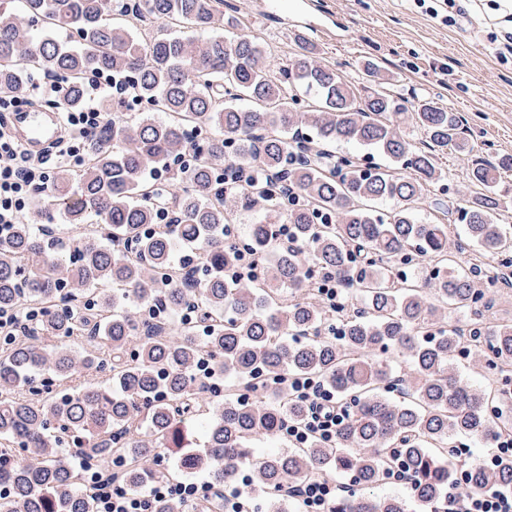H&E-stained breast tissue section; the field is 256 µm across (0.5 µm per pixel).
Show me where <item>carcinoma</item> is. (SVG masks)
I'll list each match as a JSON object with an SVG mask.
<instances>
[{
	"label": "carcinoma",
	"instance_id": "cac0c4a2",
	"mask_svg": "<svg viewBox=\"0 0 512 512\" xmlns=\"http://www.w3.org/2000/svg\"><path fill=\"white\" fill-rule=\"evenodd\" d=\"M132 14L145 25L175 23L185 31L147 39L134 33ZM35 18L46 30L39 39L31 34ZM216 24L234 33L214 34ZM60 31L76 34L78 46L57 39ZM313 56L304 46L292 70L273 74L261 38L224 18V0H138L116 17L112 0H0V92L18 93L32 74L61 72L69 78L66 101L76 105L84 76L105 71L130 79L152 107L108 117L87 142L81 169L57 173L47 223L96 221L77 259L56 258L55 235L30 224L0 234V307L39 312L28 340L0 356V485L9 490L0 512H91L63 459L72 446L107 465L122 460L133 491L172 476L147 466L166 449L183 475L204 473L219 488L248 467L263 512H295L298 505L278 494L281 484L333 471L362 488L336 501V512H410L413 503L426 508L447 496L455 436L487 441L505 428L493 408L500 393L450 371L461 346L457 328L437 327L449 314H469L484 292L457 268L448 225L415 216L442 178L438 155L471 152L456 114L393 96L374 83L372 63L360 101L348 80ZM300 91L314 94L317 105L298 110ZM408 120L426 135L427 149L406 140ZM302 127L311 134L299 135ZM339 142L380 154L386 164L337 159L330 147ZM182 156L187 171L165 182L150 178ZM394 167L409 174L395 175ZM254 168L275 176L282 194L258 185L247 192L261 210L249 245L271 260L261 283L236 285L224 279L237 243L224 236L232 208L222 182L228 171ZM502 171H512V156L475 164L479 192L457 209L468 240L491 256L512 246L495 216ZM290 189L304 203L288 207L282 195ZM166 201L176 224L143 235ZM387 201L397 208L381 211ZM279 224L292 225L300 247L279 244ZM179 245L199 253L202 280L173 263ZM349 245L361 262H350ZM313 265L335 271L364 300L336 340L324 336L334 319L314 301ZM156 303L171 319L138 322L126 313L129 305ZM191 306L200 323L175 321ZM472 328L493 366L512 365L511 324L476 321ZM77 336L96 351L76 355ZM392 350L409 362L400 376ZM203 356L224 378L220 401L203 396L196 375ZM83 370L106 379L67 387ZM46 371L51 378H40ZM286 374L317 376L354 402L335 447L312 442L252 453L253 444L278 437L282 418L304 416L303 405L275 386ZM39 385L47 393L41 400L21 393ZM256 387L263 395L244 396ZM193 426L202 433L198 450L191 449ZM16 446L27 452L21 464L11 462ZM399 465L414 475L409 497L365 493ZM464 486L512 490V460L492 470L468 467Z\"/></svg>",
	"mask_w": 512,
	"mask_h": 512
}]
</instances>
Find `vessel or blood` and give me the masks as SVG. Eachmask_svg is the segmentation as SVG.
Here are the masks:
<instances>
[{"label":"vessel or blood","mask_w":512,"mask_h":512,"mask_svg":"<svg viewBox=\"0 0 512 512\" xmlns=\"http://www.w3.org/2000/svg\"><path fill=\"white\" fill-rule=\"evenodd\" d=\"M9 133L29 154L44 156L62 142L64 131L60 115L40 107L10 112L0 119Z\"/></svg>","instance_id":"obj_1"}]
</instances>
